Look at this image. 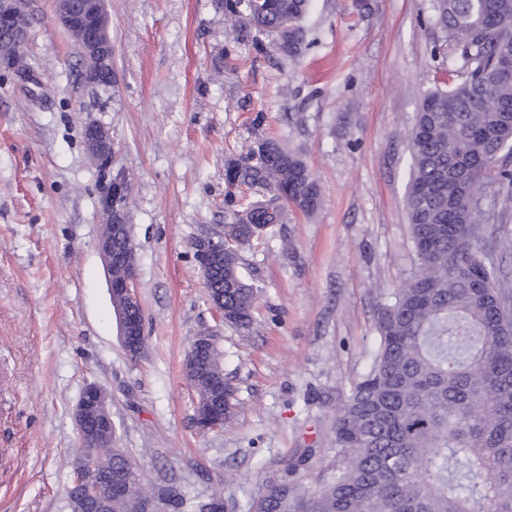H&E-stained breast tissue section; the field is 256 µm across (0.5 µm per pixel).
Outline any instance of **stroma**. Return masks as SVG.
Returning <instances> with one entry per match:
<instances>
[{
	"label": "stroma",
	"mask_w": 512,
	"mask_h": 512,
	"mask_svg": "<svg viewBox=\"0 0 512 512\" xmlns=\"http://www.w3.org/2000/svg\"><path fill=\"white\" fill-rule=\"evenodd\" d=\"M29 7L33 78L0 68V512H71L73 408L93 383L150 488L205 501L220 485L224 512L271 482L314 488L336 466V413L376 347L379 299L412 268L408 134L459 64L433 0H311L296 61L255 49L215 0H109L116 84L98 92L56 0ZM91 120L110 127L130 184L136 357L96 249ZM262 137L304 151L321 205L242 250L258 302L237 329L220 324L192 243L223 232L225 165ZM205 327L220 330L237 400L209 431L183 371Z\"/></svg>",
	"instance_id": "stroma-1"
}]
</instances>
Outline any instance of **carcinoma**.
<instances>
[{
    "label": "carcinoma",
    "mask_w": 512,
    "mask_h": 512,
    "mask_svg": "<svg viewBox=\"0 0 512 512\" xmlns=\"http://www.w3.org/2000/svg\"><path fill=\"white\" fill-rule=\"evenodd\" d=\"M435 22L460 59L446 88L422 95L408 135L411 156L404 205L414 270L379 304L378 346L366 374L337 415L341 462L313 489L283 481L266 487L250 512H512V277L480 247L483 205L496 186L512 204V76L494 88L485 75L512 58V0H434ZM309 0H217L224 24L255 29L281 55L298 59L308 46ZM225 182L258 196L224 197L228 224L214 243L222 263L206 276L207 295L224 299L228 325L249 326L257 288L240 270V251L284 224L288 211L313 214L321 192L303 154L260 138L228 163ZM221 350L200 364L196 409L229 419L230 390L210 377ZM100 434L93 471L106 486L125 457ZM153 495L139 476L110 512H142Z\"/></svg>",
    "instance_id": "1"
}]
</instances>
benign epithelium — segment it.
Instances as JSON below:
<instances>
[{
	"instance_id": "1",
	"label": "benign epithelium",
	"mask_w": 512,
	"mask_h": 512,
	"mask_svg": "<svg viewBox=\"0 0 512 512\" xmlns=\"http://www.w3.org/2000/svg\"><path fill=\"white\" fill-rule=\"evenodd\" d=\"M30 19L29 0H0V67L16 70L21 61L11 50V40L17 29ZM57 22L78 42L83 60V80L92 89L101 87L100 75L106 74L116 82L112 69V39L110 16L106 0H85L82 9L74 6V0H57ZM85 146L92 160L100 167L111 168L114 155L112 131L102 123L91 121L85 128ZM129 185L121 171L112 174L110 183L100 199L101 215L106 223L96 247L101 255L107 274H112V263L118 253L134 247L132 226L121 223L126 212L125 199ZM194 256L203 270L217 264L219 256L213 254L212 238L202 236L193 242ZM137 267L129 268L120 281H109L110 294H118L121 300L113 310L121 345L132 357L140 355L145 346L143 321L137 316L141 305L133 292ZM220 347L218 331L211 328L200 330L191 341L184 372L189 383L195 382L197 355ZM73 416L80 433L82 448L77 454L71 483L72 497L94 512H105L106 498L102 487L90 479L89 473L96 465L95 448L98 447V428L116 431L105 391L90 384L83 390ZM195 422L203 430L224 426L223 415L210 409L195 412Z\"/></svg>"
}]
</instances>
